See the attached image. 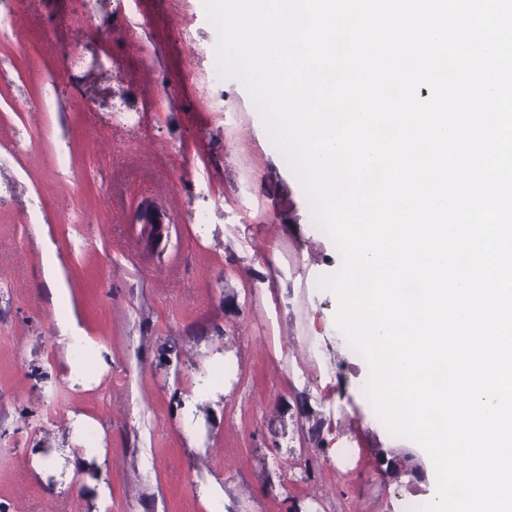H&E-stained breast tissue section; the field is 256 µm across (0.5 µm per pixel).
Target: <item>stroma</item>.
Returning a JSON list of instances; mask_svg holds the SVG:
<instances>
[{"mask_svg":"<svg viewBox=\"0 0 512 512\" xmlns=\"http://www.w3.org/2000/svg\"><path fill=\"white\" fill-rule=\"evenodd\" d=\"M124 12L138 25L117 51L120 86L151 107L139 125L72 104L70 55ZM6 40L30 51H0V512H93L80 484L55 492L27 455L66 441L72 412L105 431L106 512H204L196 488L211 477L224 512L434 500L430 462L364 397L368 365L318 286L337 247L244 85L210 79L205 13L192 0H41ZM143 208L164 216L160 235L138 224ZM62 314L110 358L92 389L67 379ZM218 356L224 393L192 454L175 396Z\"/></svg>","mask_w":512,"mask_h":512,"instance_id":"stroma-1","label":"stroma"}]
</instances>
